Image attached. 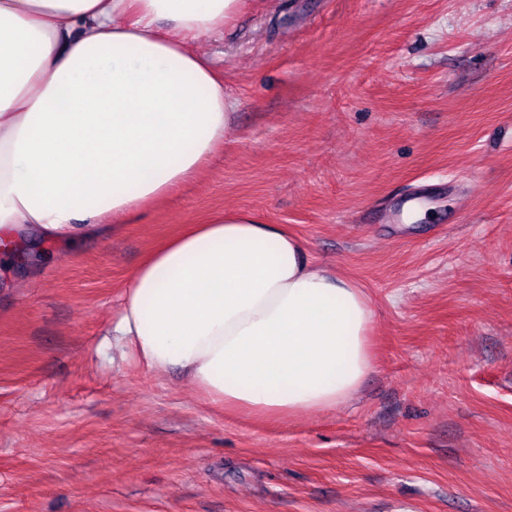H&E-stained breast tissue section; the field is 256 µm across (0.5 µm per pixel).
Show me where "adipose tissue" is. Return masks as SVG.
I'll return each instance as SVG.
<instances>
[{
  "instance_id": "obj_1",
  "label": "adipose tissue",
  "mask_w": 512,
  "mask_h": 512,
  "mask_svg": "<svg viewBox=\"0 0 512 512\" xmlns=\"http://www.w3.org/2000/svg\"><path fill=\"white\" fill-rule=\"evenodd\" d=\"M242 0H0V265L30 240L110 235L194 180L233 105L189 48ZM362 288L304 242L223 211L157 247L116 332L212 403L283 419L349 401L372 367Z\"/></svg>"
}]
</instances>
